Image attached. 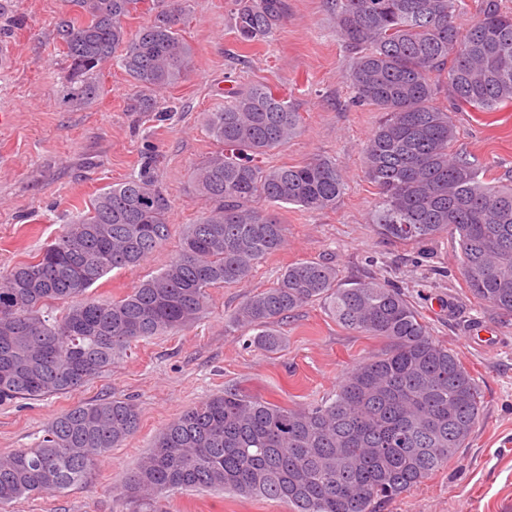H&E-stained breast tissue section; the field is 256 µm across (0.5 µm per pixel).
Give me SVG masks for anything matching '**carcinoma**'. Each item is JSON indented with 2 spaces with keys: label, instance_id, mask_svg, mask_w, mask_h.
<instances>
[{
  "label": "carcinoma",
  "instance_id": "1",
  "mask_svg": "<svg viewBox=\"0 0 512 512\" xmlns=\"http://www.w3.org/2000/svg\"><path fill=\"white\" fill-rule=\"evenodd\" d=\"M64 2L76 8L56 28L68 104L101 96L107 62L130 78V106L139 112L155 111L157 94L190 72L192 49L178 28L186 0H174L134 35L126 20L140 0ZM464 2L336 0V27L353 54L346 78L357 103L380 112L362 155L380 195L376 231L399 242L450 236L466 287L511 315L512 185L485 182L454 151L457 128L437 94L446 86L458 109L512 104V14L499 0H481L463 27ZM286 14V0H236L238 41L267 38ZM205 124L222 149L197 166L194 183L212 207L187 226L156 275L112 302L88 294L107 273L141 264L169 239V199L146 175L99 192L35 260L0 275V404L75 391L131 343L192 325L210 289L248 281L285 244L284 225L254 200L319 212L343 194L344 176L330 159L255 164L300 130L299 113L268 85L232 88ZM57 300L66 310L42 315ZM314 302L387 348L355 364L329 403L288 407L227 387L187 408L125 478L129 512H163L165 494L179 488L277 500L290 512H375L467 446L482 417V389L400 289L345 283L336 266L302 260L248 295L231 321L274 350L280 338L272 326ZM139 424L137 406L121 398L58 414L34 447L0 457V504L87 485L98 460Z\"/></svg>",
  "mask_w": 512,
  "mask_h": 512
}]
</instances>
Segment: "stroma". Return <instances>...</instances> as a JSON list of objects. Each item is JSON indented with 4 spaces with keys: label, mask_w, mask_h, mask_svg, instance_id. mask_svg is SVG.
I'll return each instance as SVG.
<instances>
[{
    "label": "stroma",
    "mask_w": 512,
    "mask_h": 512,
    "mask_svg": "<svg viewBox=\"0 0 512 512\" xmlns=\"http://www.w3.org/2000/svg\"><path fill=\"white\" fill-rule=\"evenodd\" d=\"M12 5L26 25L0 42V52L10 55L0 65V113L11 115L0 124V273L31 261L74 215L87 212L100 191L147 164L171 203L170 238L139 266L104 276L91 293L119 298L157 274L186 226L210 207L195 190L193 172L217 148L204 115L223 106L230 87L265 83L301 116L299 134L261 156V165L330 158L346 186L334 207L318 213L293 205L272 208L285 228L284 248L258 264L249 281L212 289L191 327L138 340L76 391L0 405L2 456L33 447L55 416L80 402L128 398L141 414L138 430L98 461L92 483L23 497L0 512H125L119 488L156 435L225 386L284 406L332 398L349 368L381 352L382 341L343 328L317 302L276 324L281 346L272 352L255 346L251 332L228 319L245 296L307 259L335 264L346 281L376 279L400 287L430 335L457 353L484 391L483 416L459 458L378 505L377 512H512V316L472 296L449 236L399 243L376 232L379 197L361 157L380 114L353 104L355 91L345 78L353 59L336 30L331 0H288L277 29L248 47L236 39L233 0H187L181 29L193 48V68L159 95L156 113L129 110L133 88L115 63L101 71L98 99L63 105L59 88L67 63L54 30L62 0ZM453 119L456 150L483 167L488 182L512 181V105L459 110ZM476 324L492 329L490 343L473 338ZM166 506L168 512H289L275 500L195 490L168 493Z\"/></svg>",
    "instance_id": "stroma-1"
}]
</instances>
